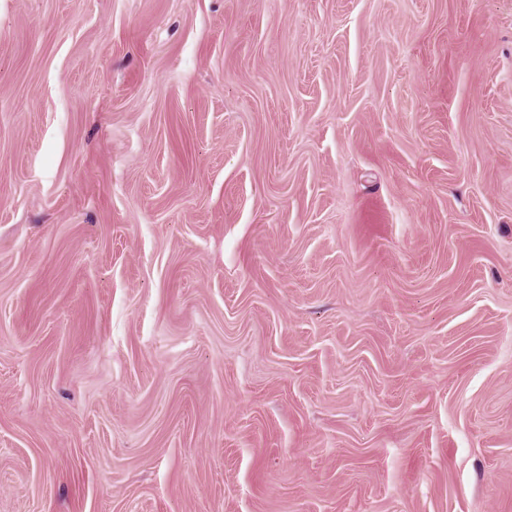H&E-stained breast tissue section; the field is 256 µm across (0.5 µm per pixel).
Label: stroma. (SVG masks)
I'll list each match as a JSON object with an SVG mask.
<instances>
[{
  "label": "stroma",
  "mask_w": 512,
  "mask_h": 512,
  "mask_svg": "<svg viewBox=\"0 0 512 512\" xmlns=\"http://www.w3.org/2000/svg\"><path fill=\"white\" fill-rule=\"evenodd\" d=\"M0 512H512V0H0Z\"/></svg>",
  "instance_id": "1"
}]
</instances>
